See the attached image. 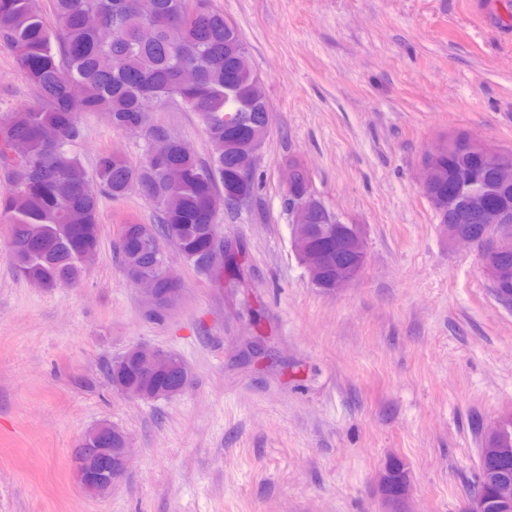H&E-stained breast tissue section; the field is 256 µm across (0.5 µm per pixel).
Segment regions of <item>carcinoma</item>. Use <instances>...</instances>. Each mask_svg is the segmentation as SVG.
I'll return each instance as SVG.
<instances>
[{"label": "carcinoma", "instance_id": "1", "mask_svg": "<svg viewBox=\"0 0 512 512\" xmlns=\"http://www.w3.org/2000/svg\"><path fill=\"white\" fill-rule=\"evenodd\" d=\"M50 10L55 24L46 22ZM0 45L9 49L37 97V106L0 116V173L8 190L0 196V216L9 224L10 248L18 273L47 288L75 285L83 278L84 256L100 245L99 211L104 199L120 200L138 192L153 206V224L131 222L120 238L137 237L140 246L128 250L118 242V257L126 275L154 270L168 262L173 247L196 272L215 278L241 265L234 258L214 267L190 257L200 241L221 233L205 229L193 215L203 201L219 211L240 203L224 197L239 167L250 157L253 130L266 133L271 113L259 76L248 64V49L235 27L212 6V0H0ZM195 72L190 86L181 83L182 71ZM174 106L201 120L209 146L204 159L170 148L167 160L147 156L137 165L109 152L98 154L93 169L65 146L83 139L79 117L103 112L112 126L137 129L148 140L167 138L168 128L154 113ZM464 135L448 156L436 163L434 185L424 192L453 196L458 192L455 172L477 164L465 151ZM185 177L175 183L169 166ZM288 201L308 189L309 177L299 164L289 165ZM206 176L210 195H199L195 178ZM82 224L75 238L68 225ZM336 222L324 208L306 229V241L324 245ZM336 264L323 265L311 283L326 288ZM496 285L512 292V253L499 259L490 272ZM114 389L159 395L164 399L181 379L191 376L177 353L165 370L144 372L136 352L127 350L105 366ZM501 448H512V413L498 419Z\"/></svg>", "mask_w": 512, "mask_h": 512}]
</instances>
